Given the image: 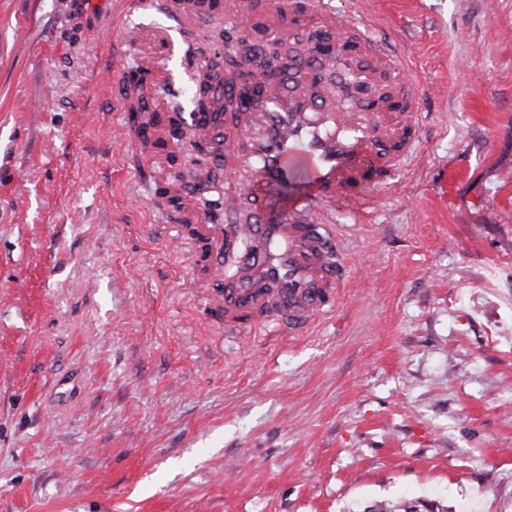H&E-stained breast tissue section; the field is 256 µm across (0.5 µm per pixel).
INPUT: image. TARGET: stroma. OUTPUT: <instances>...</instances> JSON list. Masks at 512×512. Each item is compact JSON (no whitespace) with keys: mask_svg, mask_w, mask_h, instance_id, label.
<instances>
[{"mask_svg":"<svg viewBox=\"0 0 512 512\" xmlns=\"http://www.w3.org/2000/svg\"><path fill=\"white\" fill-rule=\"evenodd\" d=\"M424 84L403 185L328 211L346 284L306 335L225 329L121 137L103 30L194 108L238 38L168 0H0V512H512V0H363Z\"/></svg>","mask_w":512,"mask_h":512,"instance_id":"stroma-1","label":"stroma"}]
</instances>
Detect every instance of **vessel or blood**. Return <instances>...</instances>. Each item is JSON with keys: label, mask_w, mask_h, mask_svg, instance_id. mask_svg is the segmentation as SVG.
I'll list each match as a JSON object with an SVG mask.
<instances>
[{"label": "vessel or blood", "mask_w": 512, "mask_h": 512, "mask_svg": "<svg viewBox=\"0 0 512 512\" xmlns=\"http://www.w3.org/2000/svg\"><path fill=\"white\" fill-rule=\"evenodd\" d=\"M303 9L335 34L345 59H372L370 79L388 80L385 100L369 120L354 122L313 84L288 92L265 69L250 70L244 82L254 96L248 113L195 112L184 120L197 140L226 144L228 222L212 223L210 214L186 205L169 215L170 223L195 227L187 244L189 265L206 264L209 301L224 326L274 319L292 336L304 335L333 306L345 279L333 232L323 222L327 207L361 184L391 181L415 154L419 117L412 64L389 41L337 15L328 0H304ZM211 15L201 0H181L173 12L195 25ZM224 15L251 35L260 30L285 39L293 31L286 13L260 7L258 0H226ZM145 127L153 139L175 138L171 125L147 112L123 125L130 148L139 147ZM282 186L287 195L271 196ZM228 254L235 265L226 290L220 276Z\"/></svg>", "instance_id": "obj_1"}]
</instances>
